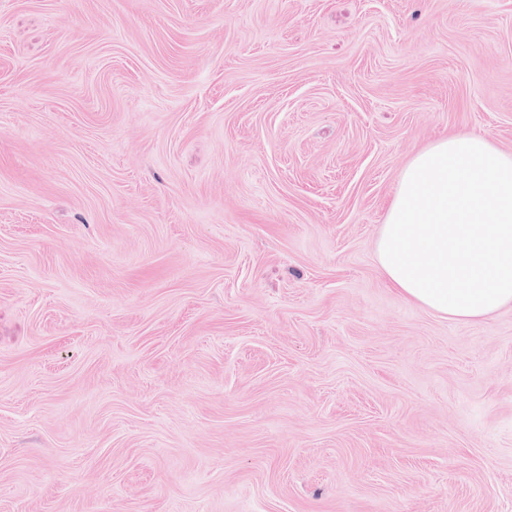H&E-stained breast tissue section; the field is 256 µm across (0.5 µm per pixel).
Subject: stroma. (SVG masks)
<instances>
[{"instance_id":"35a3bbf8","label":"stroma","mask_w":512,"mask_h":512,"mask_svg":"<svg viewBox=\"0 0 512 512\" xmlns=\"http://www.w3.org/2000/svg\"><path fill=\"white\" fill-rule=\"evenodd\" d=\"M512 155V0H0V512H512V307L375 244Z\"/></svg>"}]
</instances>
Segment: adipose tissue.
I'll return each instance as SVG.
<instances>
[{
  "label": "adipose tissue",
  "instance_id": "adipose-tissue-1",
  "mask_svg": "<svg viewBox=\"0 0 512 512\" xmlns=\"http://www.w3.org/2000/svg\"><path fill=\"white\" fill-rule=\"evenodd\" d=\"M388 283L453 322L512 305V156L453 134L402 169L376 243Z\"/></svg>",
  "mask_w": 512,
  "mask_h": 512
}]
</instances>
